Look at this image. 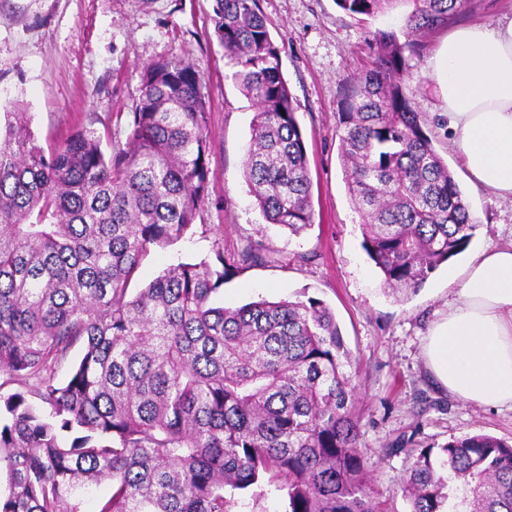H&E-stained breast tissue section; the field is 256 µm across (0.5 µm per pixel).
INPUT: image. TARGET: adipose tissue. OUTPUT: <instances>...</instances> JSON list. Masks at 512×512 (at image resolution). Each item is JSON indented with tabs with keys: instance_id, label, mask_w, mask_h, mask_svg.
Returning a JSON list of instances; mask_svg holds the SVG:
<instances>
[{
	"instance_id": "1",
	"label": "adipose tissue",
	"mask_w": 512,
	"mask_h": 512,
	"mask_svg": "<svg viewBox=\"0 0 512 512\" xmlns=\"http://www.w3.org/2000/svg\"><path fill=\"white\" fill-rule=\"evenodd\" d=\"M448 122L474 187L512 197V16L449 32L437 65ZM442 389L512 406V243L469 261L456 299L425 347Z\"/></svg>"
}]
</instances>
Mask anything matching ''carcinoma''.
<instances>
[{"label": "carcinoma", "instance_id": "carcinoma-1", "mask_svg": "<svg viewBox=\"0 0 512 512\" xmlns=\"http://www.w3.org/2000/svg\"><path fill=\"white\" fill-rule=\"evenodd\" d=\"M469 0H336L373 17L405 4L406 40L377 32L344 92L341 160L362 248L392 289L417 290L478 224L404 91L405 52ZM214 33L256 106L246 183L270 224L314 223L296 107L259 0H216ZM199 67L146 63L128 148L84 127L49 149L0 101V512H233L274 490L288 512H379L358 444L360 372L336 315L310 297L214 305L227 271L178 262L132 292L151 248L176 242L210 195ZM67 379L55 373L76 347ZM410 512H512V444L467 435L423 448Z\"/></svg>", "mask_w": 512, "mask_h": 512}]
</instances>
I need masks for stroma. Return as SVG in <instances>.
I'll return each instance as SVG.
<instances>
[{"label":"stroma","instance_id":"1","mask_svg":"<svg viewBox=\"0 0 512 512\" xmlns=\"http://www.w3.org/2000/svg\"><path fill=\"white\" fill-rule=\"evenodd\" d=\"M214 6L215 0H0V99L20 103L41 146L81 125L100 135L109 153L127 145L144 63L176 53L202 68L210 195L192 236L152 248L134 286L146 287L178 261L213 260L218 243L228 263L250 244L273 251L276 262L243 266L227 277L218 303L237 308L261 297H314L333 309L362 371L359 445L375 498L381 512H409L399 485L420 448L476 433L512 441V409L449 395L423 356L429 330L456 298L469 259L512 241V199L475 191L462 164L436 54L450 29L511 16L512 0H470L406 58L405 91L478 224L469 247L415 292L385 289L362 250L361 218L340 160L343 86L367 66L374 32L403 34L406 7L362 20L335 0H260L309 160L314 222L294 236L266 222L244 179L255 108L231 78L214 34Z\"/></svg>","mask_w":512,"mask_h":512}]
</instances>
